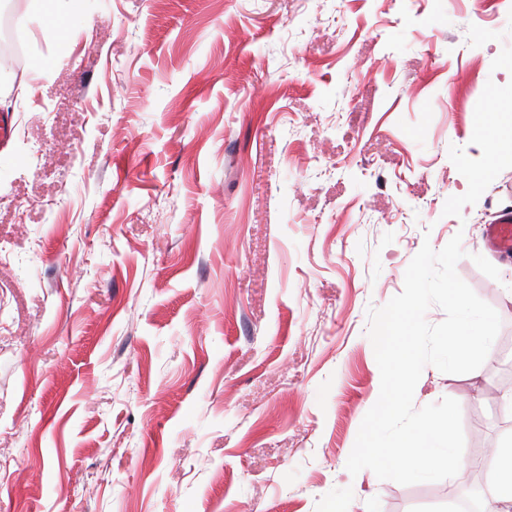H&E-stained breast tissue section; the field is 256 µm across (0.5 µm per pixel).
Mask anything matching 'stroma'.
<instances>
[{
    "instance_id": "1",
    "label": "stroma",
    "mask_w": 512,
    "mask_h": 512,
    "mask_svg": "<svg viewBox=\"0 0 512 512\" xmlns=\"http://www.w3.org/2000/svg\"><path fill=\"white\" fill-rule=\"evenodd\" d=\"M0 512H461L455 479L346 462L376 403L368 307L430 243L501 319L426 366L464 459L512 442V0H0ZM487 257L499 279L483 274ZM487 242L498 251L512 255V214L499 220L496 224H489L486 228Z\"/></svg>"
}]
</instances>
